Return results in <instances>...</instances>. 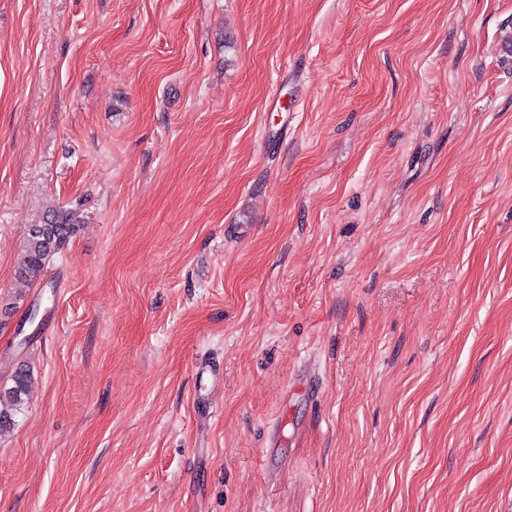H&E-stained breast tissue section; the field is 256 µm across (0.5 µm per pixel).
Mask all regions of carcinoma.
Wrapping results in <instances>:
<instances>
[{"instance_id":"cac0c4a2","label":"carcinoma","mask_w":512,"mask_h":512,"mask_svg":"<svg viewBox=\"0 0 512 512\" xmlns=\"http://www.w3.org/2000/svg\"><path fill=\"white\" fill-rule=\"evenodd\" d=\"M78 228L73 210L60 205L49 208L43 221L28 229L23 259L15 271L16 278L27 283L40 281L46 264L70 242ZM30 382V369L21 364L11 376L10 383L0 385V433L14 425L13 410L28 400Z\"/></svg>"}]
</instances>
